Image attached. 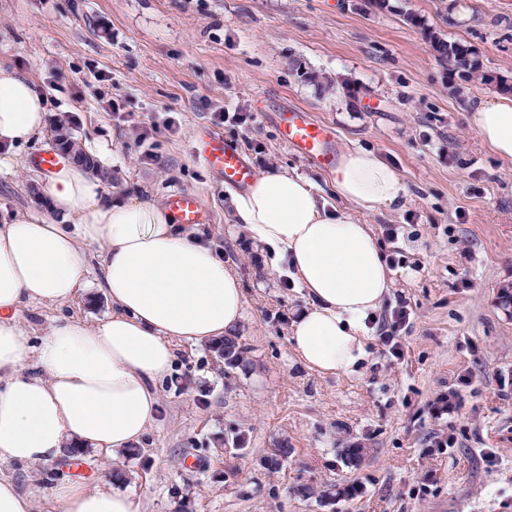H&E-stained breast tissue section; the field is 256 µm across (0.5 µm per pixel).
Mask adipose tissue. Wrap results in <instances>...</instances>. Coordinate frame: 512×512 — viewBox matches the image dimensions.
<instances>
[{
    "label": "adipose tissue",
    "mask_w": 512,
    "mask_h": 512,
    "mask_svg": "<svg viewBox=\"0 0 512 512\" xmlns=\"http://www.w3.org/2000/svg\"><path fill=\"white\" fill-rule=\"evenodd\" d=\"M46 113L29 78L0 68L1 145L40 135ZM468 120L493 154L512 161V96L483 97ZM331 178L338 199L368 211L407 194L399 172L370 151H347ZM42 189L75 223L23 216L0 224V463L140 443L157 423V383L173 366L175 342L217 340L243 316L237 274L164 206L106 200L73 161L47 174ZM232 206L272 269L290 270L310 300L292 324L296 354L319 373L353 372L366 354L367 319L392 286L371 227L327 207L310 179L285 169L257 175ZM91 244L102 248L99 286L111 315L92 326L65 320L32 338L17 313L85 287ZM55 496L63 512H139L107 484L64 482Z\"/></svg>",
    "instance_id": "1"
}]
</instances>
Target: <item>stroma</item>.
Instances as JSON below:
<instances>
[{
  "mask_svg": "<svg viewBox=\"0 0 512 512\" xmlns=\"http://www.w3.org/2000/svg\"><path fill=\"white\" fill-rule=\"evenodd\" d=\"M359 0H0V66L31 79L44 96L39 138L8 150L0 166V224L22 213L49 215L41 173L30 163L57 148L53 128L71 127L83 150L113 179L107 197L164 202L190 189L213 212L202 225L237 273L244 293L235 329L247 347L230 366L214 344L175 345L176 364L160 384L158 422L139 456L92 448L30 466L0 464V476L35 492L36 512H62L56 481L110 482L139 512H512V161L490 152L467 115L488 87L451 79L402 10L448 39L472 45L484 68L512 77V0H390L368 14ZM467 10L468 19L457 16ZM310 70L331 91L305 80ZM141 113H179L182 133L156 137L141 160L136 132L113 120L98 76ZM307 109L336 127L342 150L376 153L406 187L397 205L366 211L339 203L330 172L304 162L278 139L274 114ZM253 113L226 131L265 154L245 151L254 172L282 167L311 179L329 206L371 225L399 228L408 267L393 271L387 307L413 309L401 358L369 332L352 373L310 370L290 343L308 299L235 222L230 188L194 153L201 127L221 111ZM91 266L89 285L69 302L22 308L34 335L56 319L95 324L110 311ZM456 392L453 413L434 403ZM246 449L227 443L232 432ZM284 445L280 469L261 459ZM362 446L357 465L343 451ZM308 486L313 496L300 494ZM355 487L320 504L316 493Z\"/></svg>",
  "mask_w": 512,
  "mask_h": 512,
  "instance_id": "obj_1",
  "label": "stroma"
}]
</instances>
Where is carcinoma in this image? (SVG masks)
I'll return each instance as SVG.
<instances>
[{"label": "carcinoma", "mask_w": 512, "mask_h": 512, "mask_svg": "<svg viewBox=\"0 0 512 512\" xmlns=\"http://www.w3.org/2000/svg\"><path fill=\"white\" fill-rule=\"evenodd\" d=\"M403 18L407 24L421 30L434 56L440 63L447 66L450 74L457 75L465 82L490 87L494 86L496 81L501 84L506 82L507 76L502 74L496 76L494 72L488 71L480 65L475 57V50L471 46L445 39L443 34L428 26L422 17L413 11H404ZM59 131L64 136L62 146L70 154L76 156L87 169L99 172L97 162L83 151L77 139L71 135L66 126H59ZM217 352L224 357L228 364L235 365L242 362L245 347L239 343L238 336L231 334L224 337L223 342L217 346ZM290 454L291 449L289 448H272L263 458L262 463L269 468L278 469L287 461Z\"/></svg>", "instance_id": "obj_1"}]
</instances>
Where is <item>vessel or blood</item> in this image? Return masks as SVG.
<instances>
[{
  "instance_id": "b4317fda",
  "label": "vessel or blood",
  "mask_w": 512,
  "mask_h": 512,
  "mask_svg": "<svg viewBox=\"0 0 512 512\" xmlns=\"http://www.w3.org/2000/svg\"><path fill=\"white\" fill-rule=\"evenodd\" d=\"M276 124L282 142L301 159L326 171L335 168L340 150L336 129L332 124L296 106H288L278 112ZM194 151L224 185L244 189L253 182L255 173L241 149L234 141L224 138L223 134L211 129L203 131ZM165 204L176 223L192 226L212 221L209 206L195 191H172L167 195Z\"/></svg>"
}]
</instances>
